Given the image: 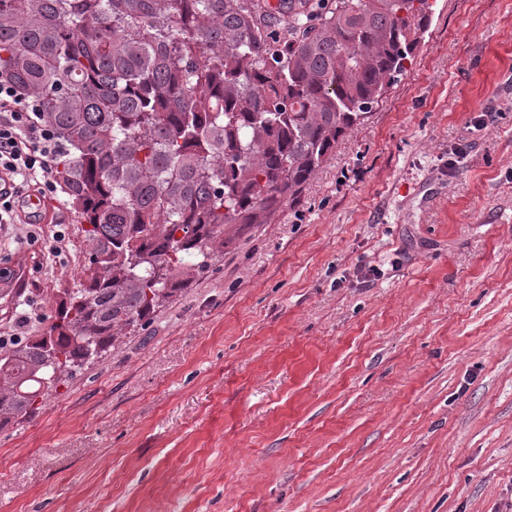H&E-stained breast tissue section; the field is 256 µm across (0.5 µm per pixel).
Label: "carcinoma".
Segmentation results:
<instances>
[{
    "label": "carcinoma",
    "mask_w": 512,
    "mask_h": 512,
    "mask_svg": "<svg viewBox=\"0 0 512 512\" xmlns=\"http://www.w3.org/2000/svg\"><path fill=\"white\" fill-rule=\"evenodd\" d=\"M429 0H327L288 30L256 0H0V80L38 105L88 225L85 282L41 336L0 338V426L296 203L405 69Z\"/></svg>",
    "instance_id": "1"
}]
</instances>
